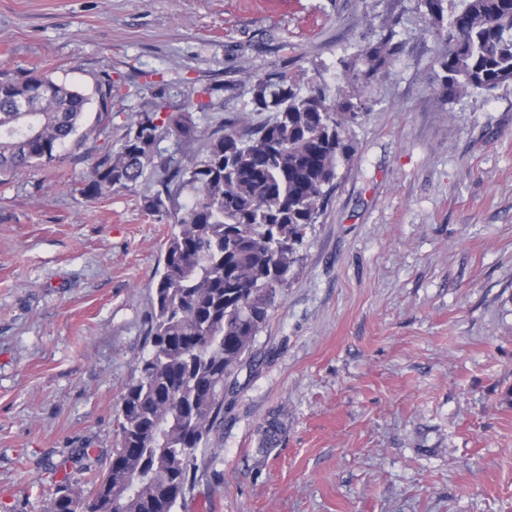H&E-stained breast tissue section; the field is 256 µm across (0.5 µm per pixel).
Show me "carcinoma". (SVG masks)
<instances>
[{
  "label": "carcinoma",
  "mask_w": 512,
  "mask_h": 512,
  "mask_svg": "<svg viewBox=\"0 0 512 512\" xmlns=\"http://www.w3.org/2000/svg\"><path fill=\"white\" fill-rule=\"evenodd\" d=\"M438 45L440 94L490 93L512 83V0H420ZM399 20L342 61L346 81L336 89L318 77L272 71L252 85L258 111L273 122L206 135L189 109L158 118L150 102L127 125L122 144L93 162L82 193L96 199L135 187L160 156L167 137L206 149L173 165L143 208L162 220L177 216L163 246L154 287L148 351L136 363L118 413L120 439L94 494L60 485L47 512H176L197 479L196 450L224 416V389H234L243 366H257V335L280 289L298 263L306 231L318 223L340 167L355 152L353 126L365 110L368 82L401 50ZM112 80L97 85L101 121L112 124ZM27 101L31 109L19 111ZM88 99L44 71L0 72V171L22 173L56 159L77 134ZM191 202L179 204L183 191ZM283 423L267 420L260 449L278 447Z\"/></svg>",
  "instance_id": "carcinoma-1"
}]
</instances>
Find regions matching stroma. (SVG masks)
Masks as SVG:
<instances>
[{"mask_svg": "<svg viewBox=\"0 0 512 512\" xmlns=\"http://www.w3.org/2000/svg\"><path fill=\"white\" fill-rule=\"evenodd\" d=\"M390 15L403 50L178 512H512V83L443 99L419 0H0V70L91 98L82 144L0 173V512H45L66 477L92 493L148 349L173 221L143 199L165 171L90 200L93 160L158 95L206 102L209 134L270 123L257 77L336 86ZM107 77L121 117L105 126ZM274 416L282 443L263 454ZM114 92L115 89L110 79L104 80L97 85L100 117L105 125L112 124L113 120L120 116V112H112V97L114 96Z\"/></svg>", "mask_w": 512, "mask_h": 512, "instance_id": "35a3bbf8", "label": "stroma"}]
</instances>
